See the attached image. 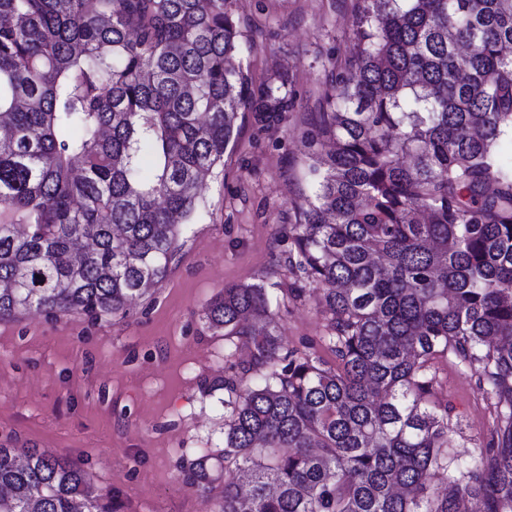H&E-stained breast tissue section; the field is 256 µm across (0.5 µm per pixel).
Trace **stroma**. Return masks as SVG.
Instances as JSON below:
<instances>
[{
    "label": "stroma",
    "instance_id": "stroma-1",
    "mask_svg": "<svg viewBox=\"0 0 512 512\" xmlns=\"http://www.w3.org/2000/svg\"><path fill=\"white\" fill-rule=\"evenodd\" d=\"M353 0H231L239 61L253 84L286 78L295 107L277 122L246 113L200 191L169 276L125 318L40 312L0 321V443L66 457L111 494L119 512H197L184 459L224 445V335L205 303L225 286L268 289L288 345L330 359L329 315L286 260L287 227L313 191L309 142L324 95L350 50ZM435 397L450 408L448 445L467 458L497 425L492 398L453 356L432 362Z\"/></svg>",
    "mask_w": 512,
    "mask_h": 512
}]
</instances>
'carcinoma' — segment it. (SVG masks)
I'll use <instances>...</instances> for the list:
<instances>
[{"mask_svg": "<svg viewBox=\"0 0 512 512\" xmlns=\"http://www.w3.org/2000/svg\"><path fill=\"white\" fill-rule=\"evenodd\" d=\"M229 0H0V320L124 318L169 274L180 225L254 89ZM319 113L288 264L331 317L329 363L279 337L267 289L224 288V447L183 465L215 512H512V0H354ZM497 408L448 448L432 360ZM0 512H117L88 473L0 443Z\"/></svg>", "mask_w": 512, "mask_h": 512, "instance_id": "carcinoma-1", "label": "carcinoma"}]
</instances>
